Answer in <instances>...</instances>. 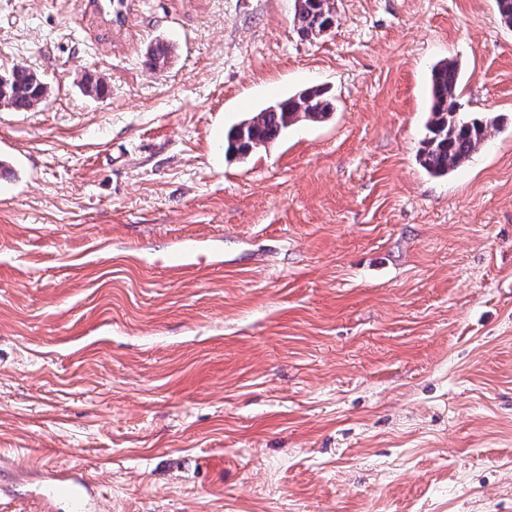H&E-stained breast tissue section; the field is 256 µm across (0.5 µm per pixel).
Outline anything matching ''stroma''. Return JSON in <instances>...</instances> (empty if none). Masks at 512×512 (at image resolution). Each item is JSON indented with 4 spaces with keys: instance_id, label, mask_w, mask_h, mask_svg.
Returning <instances> with one entry per match:
<instances>
[{
    "instance_id": "stroma-1",
    "label": "stroma",
    "mask_w": 512,
    "mask_h": 512,
    "mask_svg": "<svg viewBox=\"0 0 512 512\" xmlns=\"http://www.w3.org/2000/svg\"><path fill=\"white\" fill-rule=\"evenodd\" d=\"M294 12L0 0V75L49 88L0 108V512H42L55 471L91 512H512V28L495 0H333L303 40ZM442 60L497 127L435 176ZM317 86L329 116L225 154Z\"/></svg>"
}]
</instances>
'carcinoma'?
<instances>
[{
    "instance_id": "cac0c4a2",
    "label": "carcinoma",
    "mask_w": 512,
    "mask_h": 512,
    "mask_svg": "<svg viewBox=\"0 0 512 512\" xmlns=\"http://www.w3.org/2000/svg\"><path fill=\"white\" fill-rule=\"evenodd\" d=\"M295 10L297 35L311 39L321 34L330 18V0H299ZM169 49L157 43L146 58L152 70L167 64ZM462 73L453 60L435 65L430 78L431 105L427 134L419 151L421 165L433 175H444L476 152L495 126L491 119L470 117L462 112L459 90ZM39 84L28 77L27 68L14 67L0 76V100L16 112H27L40 98ZM334 110L332 99L322 88H309L253 114L231 128L226 135L229 153L247 156L252 150L278 138L283 130L299 121H319Z\"/></svg>"
}]
</instances>
